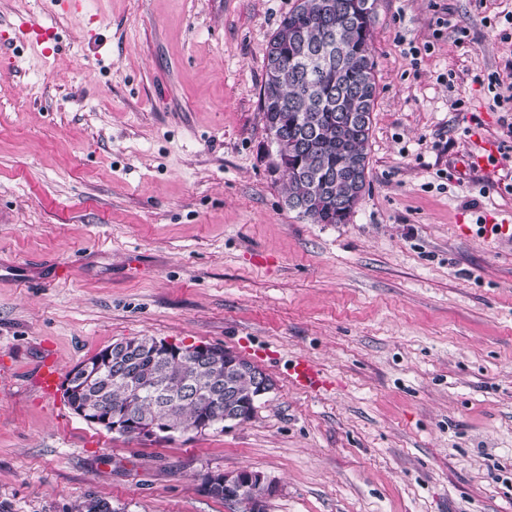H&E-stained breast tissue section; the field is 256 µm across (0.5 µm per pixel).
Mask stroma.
<instances>
[{
	"label": "stroma",
	"instance_id": "obj_1",
	"mask_svg": "<svg viewBox=\"0 0 512 512\" xmlns=\"http://www.w3.org/2000/svg\"><path fill=\"white\" fill-rule=\"evenodd\" d=\"M296 0H0V512H512V0H378L369 175L343 224L288 207L259 90ZM450 27L438 26V18ZM501 154L467 167L479 140ZM223 346L273 388L223 430L127 438L44 398L140 337ZM304 358L322 388L288 369ZM290 381L296 387L304 390H315L322 379L315 365L305 359H298L289 371ZM217 480L223 481L224 485L221 482L213 484ZM203 490L206 492L210 490L208 495L211 497L244 505V512H265L266 501L277 492V487L271 481H268L261 472L242 469L231 473L224 472L220 476L218 474H208L207 480L203 483ZM244 490H251L252 495L251 491L240 494ZM224 495L230 499L225 498ZM238 495L239 497L236 498Z\"/></svg>",
	"mask_w": 512,
	"mask_h": 512
}]
</instances>
